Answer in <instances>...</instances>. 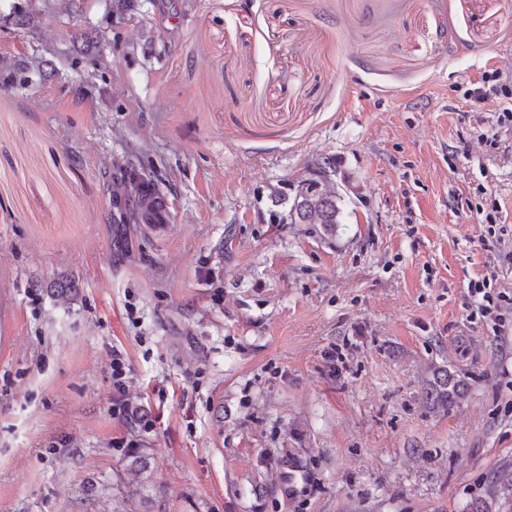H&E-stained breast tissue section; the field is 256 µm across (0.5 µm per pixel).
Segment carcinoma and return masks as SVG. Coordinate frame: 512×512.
<instances>
[{
    "instance_id": "obj_1",
    "label": "carcinoma",
    "mask_w": 512,
    "mask_h": 512,
    "mask_svg": "<svg viewBox=\"0 0 512 512\" xmlns=\"http://www.w3.org/2000/svg\"><path fill=\"white\" fill-rule=\"evenodd\" d=\"M268 200V215L272 224H318L324 234L331 236L344 223V196L318 187L311 178L303 181L292 194L285 187L271 188ZM46 292L66 301L73 300L77 295L74 284L67 279L59 282L55 288L46 289ZM442 386L436 401L449 404L458 396L460 383L450 376L442 382Z\"/></svg>"
}]
</instances>
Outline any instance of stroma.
<instances>
[{"label":"stroma","mask_w":512,"mask_h":512,"mask_svg":"<svg viewBox=\"0 0 512 512\" xmlns=\"http://www.w3.org/2000/svg\"><path fill=\"white\" fill-rule=\"evenodd\" d=\"M487 68L512 0H0V512H463L512 478V309L467 294L512 297ZM322 159L337 233L270 223ZM141 220L145 224H167L170 210L163 197L155 195L152 189H147L139 204ZM467 291L477 312L482 314L483 317L494 315V320L502 321L503 314L500 311L504 303H510L511 298L502 292H492L489 278L482 277L470 281Z\"/></svg>","instance_id":"stroma-1"}]
</instances>
